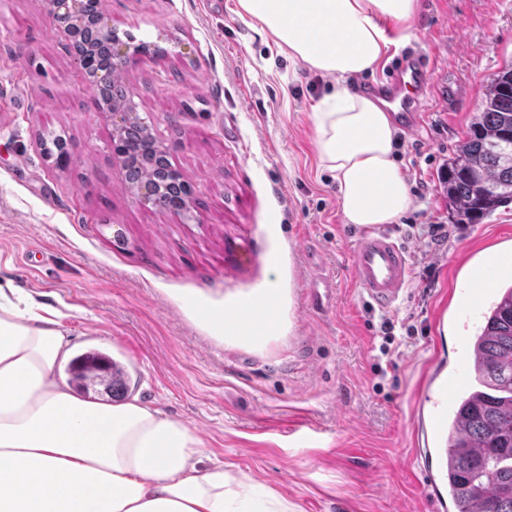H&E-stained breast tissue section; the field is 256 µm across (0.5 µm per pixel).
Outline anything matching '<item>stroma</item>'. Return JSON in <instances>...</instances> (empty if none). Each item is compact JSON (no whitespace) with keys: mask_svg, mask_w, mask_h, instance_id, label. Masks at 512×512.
I'll use <instances>...</instances> for the list:
<instances>
[{"mask_svg":"<svg viewBox=\"0 0 512 512\" xmlns=\"http://www.w3.org/2000/svg\"><path fill=\"white\" fill-rule=\"evenodd\" d=\"M236 0H102L109 26L140 49L125 89L203 206L183 220L136 203L112 155L110 118L42 0H0V277L60 316L74 354L122 362L130 396L183 420L205 455L262 483L293 512H453L429 486L420 410L437 368L468 370V338L489 298L473 272L512 281V204L453 224L438 177L512 63V0H421L415 36L389 45L360 92L387 82L400 52L431 86L420 125L399 130L412 205L384 230L410 277L381 310L355 282L362 227L343 223L318 160L310 114L329 78L282 54ZM62 138L67 166L41 139ZM431 224L447 236H427ZM333 285L313 306L311 283ZM286 294L284 327L263 347L231 342L206 313Z\"/></svg>","mask_w":512,"mask_h":512,"instance_id":"obj_1","label":"stroma"}]
</instances>
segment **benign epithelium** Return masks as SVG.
Returning a JSON list of instances; mask_svg holds the SVG:
<instances>
[{
  "label": "benign epithelium",
  "instance_id": "7a95c632",
  "mask_svg": "<svg viewBox=\"0 0 512 512\" xmlns=\"http://www.w3.org/2000/svg\"><path fill=\"white\" fill-rule=\"evenodd\" d=\"M49 13L60 24L68 36L69 48L79 65L86 81L93 88L106 85L110 75L106 71L94 70V59L98 42L112 45L111 65L117 73L125 72L132 64L134 57L140 52L139 48L123 42L116 32L103 23V13L100 9V0H93L96 9V21L88 23L85 12L87 0H44ZM95 106L107 113L112 119V154L124 171L130 175L135 164L140 160L165 158L168 155L166 145L154 135H149L147 144L141 156H136L127 148L119 136L120 130L138 121L136 106L130 98H125L120 104H108L101 98H95ZM162 186L143 182L131 187L133 198L141 204H150L161 192ZM175 200L171 212L179 218H192L198 213L199 195L189 185L175 186Z\"/></svg>",
  "mask_w": 512,
  "mask_h": 512
}]
</instances>
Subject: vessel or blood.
<instances>
[{"label":"vessel or blood","instance_id":"b4317fda","mask_svg":"<svg viewBox=\"0 0 512 512\" xmlns=\"http://www.w3.org/2000/svg\"><path fill=\"white\" fill-rule=\"evenodd\" d=\"M427 71L421 61L401 64L392 80L378 88L377 97L388 105L395 121L408 126L419 122ZM355 280L360 292L379 308L388 309L399 300L410 276L406 250L388 233L370 232L358 242L353 255Z\"/></svg>","mask_w":512,"mask_h":512}]
</instances>
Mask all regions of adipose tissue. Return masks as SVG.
<instances>
[{"instance_id": "1", "label": "adipose tissue", "mask_w": 512, "mask_h": 512, "mask_svg": "<svg viewBox=\"0 0 512 512\" xmlns=\"http://www.w3.org/2000/svg\"><path fill=\"white\" fill-rule=\"evenodd\" d=\"M289 58L333 85L312 108L319 160L331 172L345 223H393L412 199L395 159L397 130L373 96L349 79L374 71L389 30L413 37L419 0H237ZM266 322L241 309L209 315L225 339L264 345L285 293L267 289ZM72 338L57 315L0 284V512H288L287 500L242 486L206 464L201 439L181 420L131 398L77 396L57 374Z\"/></svg>"}]
</instances>
